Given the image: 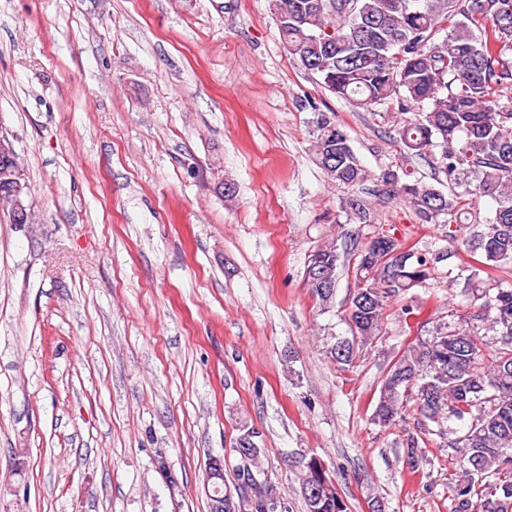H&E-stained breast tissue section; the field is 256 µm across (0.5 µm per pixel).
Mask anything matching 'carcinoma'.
<instances>
[{
	"mask_svg": "<svg viewBox=\"0 0 512 512\" xmlns=\"http://www.w3.org/2000/svg\"><path fill=\"white\" fill-rule=\"evenodd\" d=\"M270 7L289 55L330 92L364 109L429 104L396 133L410 154L444 174L448 192L406 171L379 176L420 223L458 225L470 206L465 197L498 199L495 212L474 219L476 230L456 249L479 256L461 267L468 272L469 309L448 310V321L431 337L399 351L373 418L389 428L406 418L408 401H414L422 434L438 437L439 447L463 462L452 489L453 512H512V284L491 274L512 267V101L499 100V89L512 86V0H270ZM441 29L448 34L436 45ZM312 150L337 184L353 190L367 181L346 134L326 112L315 118ZM462 179L466 189L459 194L453 186ZM345 211L362 224L372 222L362 196L350 195ZM447 256L382 232L365 244L353 240L342 250L334 243L315 250L305 279L323 308L333 304L337 269L353 273L343 312L349 335L335 337L333 361L354 366L360 348L380 339L391 301L413 315L409 292L431 287ZM489 343L494 356L487 361ZM454 421L461 427H451ZM257 437L243 427L233 484L222 474L207 480L232 496L233 512H288L277 487L257 478ZM302 495L307 512H350L314 456L304 465Z\"/></svg>",
	"mask_w": 512,
	"mask_h": 512,
	"instance_id": "cac0c4a2",
	"label": "carcinoma"
}]
</instances>
